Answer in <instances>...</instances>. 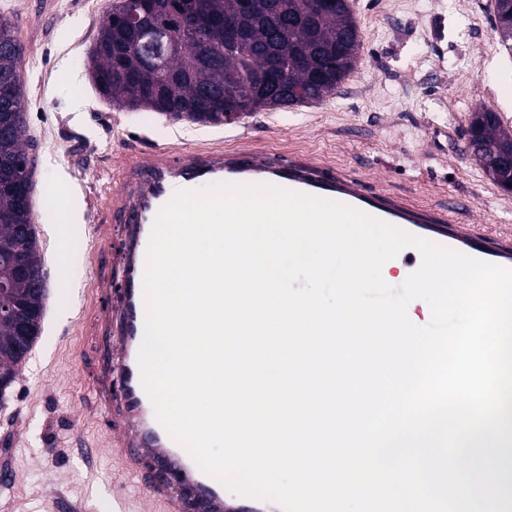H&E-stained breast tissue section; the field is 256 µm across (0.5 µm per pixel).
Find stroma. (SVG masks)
Returning <instances> with one entry per match:
<instances>
[{
  "label": "stroma",
  "mask_w": 512,
  "mask_h": 512,
  "mask_svg": "<svg viewBox=\"0 0 512 512\" xmlns=\"http://www.w3.org/2000/svg\"><path fill=\"white\" fill-rule=\"evenodd\" d=\"M113 0H0L24 48L26 133L37 145L33 224L47 294L42 334L0 400V512H112L113 493L143 512L146 493L116 449L109 415L83 402L111 339L69 302L74 288L111 275L122 238L100 244L120 162L131 150L245 146L317 155L368 182L439 206L471 204L480 224L512 225L503 193L462 136L485 107L512 126V53L498 42L486 0H350L362 28L354 71L320 102L261 111L234 125L113 107L96 91L88 53Z\"/></svg>",
  "instance_id": "35a3bbf8"
}]
</instances>
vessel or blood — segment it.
Instances as JSON below:
<instances>
[{"label":"vessel or blood","mask_w":512,"mask_h":512,"mask_svg":"<svg viewBox=\"0 0 512 512\" xmlns=\"http://www.w3.org/2000/svg\"><path fill=\"white\" fill-rule=\"evenodd\" d=\"M214 181L265 184L338 201L411 235L507 268H512V229L471 223L466 205L455 199L438 209L410 206L380 185L364 183L358 173H341L307 155L269 150L246 153L220 147L189 151L148 148L125 158L121 186L112 195V215L121 224L124 238L122 291L120 303L110 309L118 324L112 352L122 362V385L113 388L105 378L96 385L100 410L116 416L120 423L114 444L135 474L148 456L179 465L183 480L195 490L205 512H282L271 501L225 495L223 485L206 475L157 421L141 382L138 352L144 336L143 273L156 215L177 191L195 190L201 183ZM145 484L149 501L159 504L161 512H184L185 499L172 494V479L155 474L147 477Z\"/></svg>","instance_id":"b4317fda"}]
</instances>
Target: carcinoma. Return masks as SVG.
<instances>
[{
    "label": "carcinoma",
    "instance_id": "1",
    "mask_svg": "<svg viewBox=\"0 0 512 512\" xmlns=\"http://www.w3.org/2000/svg\"><path fill=\"white\" fill-rule=\"evenodd\" d=\"M199 9L186 14L180 0H169L154 27L131 34L120 19L106 14L90 51L89 72L99 93L122 109L162 112L199 124L227 123L225 112H249L321 101L354 70L361 47L359 25L349 4L323 5L324 0H258L252 10L241 0H198ZM494 17L501 45L512 51V0H495ZM244 35L224 40V30ZM164 38L175 52L144 60L141 44ZM23 46L8 21L0 20V85L12 99L0 119L13 132L0 136V179L6 180L25 155L24 89L19 75ZM288 74V84L274 90L255 80L270 65ZM209 110L193 108L205 92ZM487 109L471 114L469 126L485 127L473 157L496 185L512 179L499 157L512 147V128L497 119L484 122ZM32 224L31 209L0 189V279L13 276L12 261L27 269L15 281L13 297L39 313L45 295L37 289L43 275L37 239L22 242L19 227ZM27 350L17 345L11 325L0 321V376L16 379Z\"/></svg>",
    "mask_w": 512,
    "mask_h": 512
}]
</instances>
